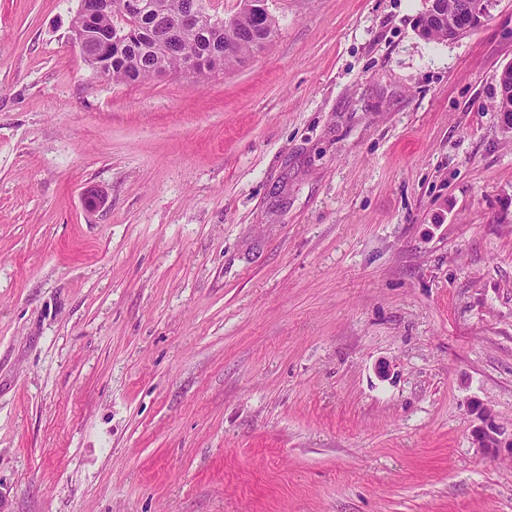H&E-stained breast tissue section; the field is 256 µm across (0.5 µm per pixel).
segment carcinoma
Instances as JSON below:
<instances>
[{"label":"carcinoma","mask_w":512,"mask_h":512,"mask_svg":"<svg viewBox=\"0 0 512 512\" xmlns=\"http://www.w3.org/2000/svg\"><path fill=\"white\" fill-rule=\"evenodd\" d=\"M131 35L112 34L111 79L130 84H144L156 78L158 69L181 70L190 48L206 56L211 69L219 72L256 53L259 38H273L278 30L276 16L263 7L268 0H253L256 6L240 10L229 23L203 13L197 27L181 31L176 40L160 37L164 28L174 24L192 4V0H143ZM461 0H436L434 8L416 21L420 36L429 40L448 39V25L438 21L436 13L457 14Z\"/></svg>","instance_id":"1"}]
</instances>
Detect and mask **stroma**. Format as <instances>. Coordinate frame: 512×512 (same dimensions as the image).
<instances>
[{
  "instance_id": "1",
  "label": "stroma",
  "mask_w": 512,
  "mask_h": 512,
  "mask_svg": "<svg viewBox=\"0 0 512 512\" xmlns=\"http://www.w3.org/2000/svg\"><path fill=\"white\" fill-rule=\"evenodd\" d=\"M427 6L138 85L0 0V512H512V0ZM435 8L427 9L416 21V28L420 36L429 40H454L458 38V33L463 29L456 28L452 19L442 24L438 21L436 12H441L445 16H454L467 18L471 25L476 28L480 26L489 16L493 0H436ZM461 5V8H460ZM460 8V9H459ZM459 10V11H458ZM475 413L481 425L473 432V440L477 448H481L488 455H497L502 449H508L512 455V431L505 437V431L496 422L490 409L477 405Z\"/></svg>"
}]
</instances>
